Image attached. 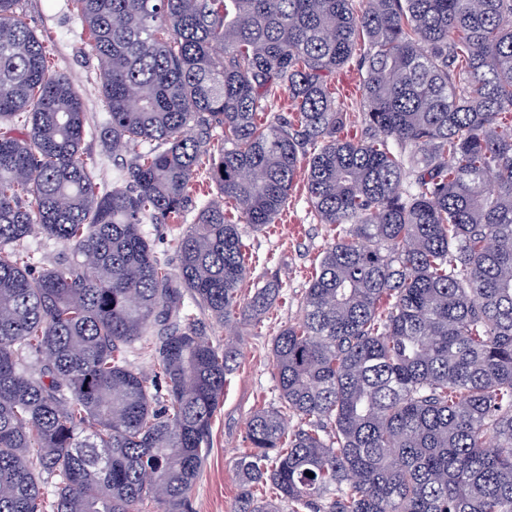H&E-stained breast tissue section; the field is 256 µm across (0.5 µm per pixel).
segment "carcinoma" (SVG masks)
<instances>
[{
  "label": "carcinoma",
  "mask_w": 512,
  "mask_h": 512,
  "mask_svg": "<svg viewBox=\"0 0 512 512\" xmlns=\"http://www.w3.org/2000/svg\"><path fill=\"white\" fill-rule=\"evenodd\" d=\"M70 2L101 134L143 150L96 182L82 97L0 0V512L187 509L239 352L183 293L260 322L282 284L240 294L239 225L276 223L301 169L337 240L273 342L232 512H512V0ZM143 224L188 225L175 272ZM36 229L62 267L18 248ZM151 328L163 393L127 359ZM361 79L362 75L361 72L357 69L356 62L350 63L349 66H347L339 74L336 75V86L340 89L342 94V97L341 94L340 97L343 99L347 107V112H354V115H358V109L354 103L355 101L353 100L352 94L355 96ZM345 96L347 97V100H345ZM352 102L353 105H351Z\"/></svg>",
  "instance_id": "cac0c4a2"
}]
</instances>
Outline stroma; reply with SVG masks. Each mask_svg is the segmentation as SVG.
Listing matches in <instances>:
<instances>
[{"label":"stroma","mask_w":512,"mask_h":512,"mask_svg":"<svg viewBox=\"0 0 512 512\" xmlns=\"http://www.w3.org/2000/svg\"><path fill=\"white\" fill-rule=\"evenodd\" d=\"M22 17L44 39L53 72L66 76L81 94L90 116L82 150L95 158L97 178L112 184L119 168L106 153L99 127L105 118L97 84L98 61L84 23L69 0H23ZM248 252V284L279 277L283 290L261 324L211 327L214 343L233 339L240 349L235 369L226 377L224 396L213 417L210 447L189 494L190 512H232L239 493L236 463L246 452V424L259 408L278 405L279 392L269 353L276 334L298 322L301 302L318 254L336 237L334 227L311 223L302 183H295L288 206L275 224L262 231L242 229Z\"/></svg>","instance_id":"1"}]
</instances>
